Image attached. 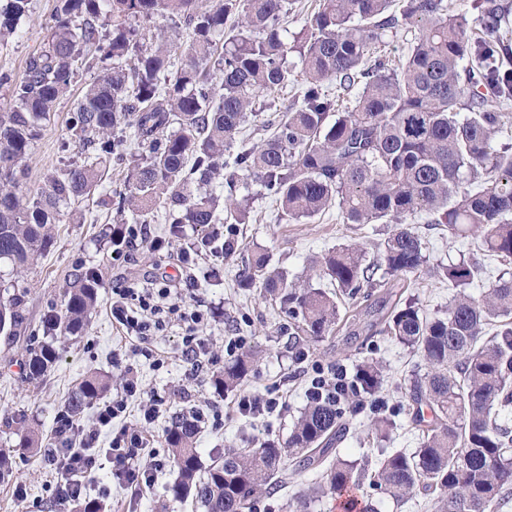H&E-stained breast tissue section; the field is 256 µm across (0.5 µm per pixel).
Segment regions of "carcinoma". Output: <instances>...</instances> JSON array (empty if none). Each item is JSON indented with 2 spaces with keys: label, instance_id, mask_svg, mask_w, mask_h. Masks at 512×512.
I'll return each mask as SVG.
<instances>
[{
  "label": "carcinoma",
  "instance_id": "cac0c4a2",
  "mask_svg": "<svg viewBox=\"0 0 512 512\" xmlns=\"http://www.w3.org/2000/svg\"><path fill=\"white\" fill-rule=\"evenodd\" d=\"M393 2L320 0L288 42L282 32L291 0H58L47 42L29 59L25 77L0 76L10 97L0 113V266L12 273L30 269L53 247L68 206L96 190L114 160L124 165V191L113 202L117 245L121 225L148 224L153 208L164 204L171 243L181 240V225L209 228L224 215V258H231L241 251L237 225L246 223L252 204L234 192L248 180L259 196L278 203L284 219L313 218L336 206L345 224L387 227L372 265L356 244L313 262L311 271L329 279L332 291L298 287L261 250L241 265L238 283L279 306L288 323L277 333L302 346L339 329V304L363 299L344 322L346 335L369 339L383 324L427 365L409 387L414 422L422 427L419 448H382L375 460L361 462L337 452L346 410L383 385L382 363L365 360L354 372V394L307 402L286 441L229 446L207 466L196 448V417H176L165 436L174 501L191 498L203 512H256L262 498L287 488L290 469L317 477L284 499L285 512H310L366 479L380 498L349 499L358 512H382L381 503L398 506L418 493L435 501L436 512H491L512 492V429L498 422L512 405V275L476 298L466 288L483 280L481 261L432 265L422 236L405 223L423 212L448 236H475L512 261V143L495 145L505 125L499 99L512 89L503 88L508 71L498 57L506 9L501 0H475L478 15L471 17L450 0H406L397 14ZM29 3H0V44L17 34ZM156 16L182 21L187 40L152 31ZM235 16L240 23L227 26ZM402 21L417 34L396 65L381 46L384 32ZM90 69L97 76L74 102L68 125L84 155L35 193L24 192L34 141L56 102ZM332 80L342 93L327 91ZM294 83L300 88L293 104L278 109L279 93ZM247 125L270 135L231 153ZM219 179L228 194L211 188ZM424 269L456 289L441 316L397 301L408 278ZM100 278V269H86L64 290L62 308L43 316L50 340L26 350L24 382L36 386L51 371L60 358L57 340L88 330ZM24 296L3 289L0 335L20 333ZM261 358L240 349L212 377L214 393L235 391ZM111 388V378L88 374L65 412L79 419ZM5 426L20 434V447H46L25 415ZM12 478L11 450L1 448L0 486Z\"/></svg>",
  "mask_w": 512,
  "mask_h": 512
}]
</instances>
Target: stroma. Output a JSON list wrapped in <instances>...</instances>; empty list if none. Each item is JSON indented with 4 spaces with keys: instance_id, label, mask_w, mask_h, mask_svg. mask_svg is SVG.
Listing matches in <instances>:
<instances>
[{
    "instance_id": "stroma-1",
    "label": "stroma",
    "mask_w": 512,
    "mask_h": 512,
    "mask_svg": "<svg viewBox=\"0 0 512 512\" xmlns=\"http://www.w3.org/2000/svg\"><path fill=\"white\" fill-rule=\"evenodd\" d=\"M56 5L57 0H30L29 11L21 19L17 35L7 44H0V75L7 74L16 80L24 76L30 57L46 41V25ZM94 78V72L80 73L70 93L57 101L49 125L34 142L27 159L28 191H36L48 175L62 168L66 154L61 144L69 138L70 110ZM122 187V167L110 165L107 177L94 194L72 204L71 223L58 226L54 247L18 282L27 291L23 333L10 338L0 335V419L14 413L25 414L38 424L44 436H54L56 417L68 394L92 371L111 375L112 391L117 394L121 391L122 366L133 364L142 392L166 397V410L158 420L142 423L135 409L124 419L127 426L146 428L150 446L143 452L140 463L152 470V483L146 491L138 493L120 486L109 470H101L93 488L108 493L102 512H158L162 502H169L168 488L176 474L165 463V435L175 415L203 413L196 446L206 464L230 445L242 447L269 439L286 440L295 418L307 403V380L316 364L330 370L341 366L352 370L359 362L373 358L385 366L381 389L356 410L346 413L347 432L337 445L340 455L359 460L380 448L408 451L417 448L420 436L410 423L407 391L410 380L425 372L424 362L417 353L384 334H375L368 342L360 343L347 341L339 333L310 348L307 357H300L290 336L274 332L275 326L286 322V315L266 301L258 290L244 291L236 284L242 262L249 258L251 248L258 245L267 249L272 266L287 271L290 280L322 287V280L309 276L310 259L351 244L365 245L369 256H376V245L385 237L383 225L343 223L335 208L310 224L287 222L281 220L271 200L255 199L248 223L239 227L241 252L223 261L200 260L194 270L191 288L198 302L208 307L218 304L224 307L223 319L202 329L208 339L211 364L192 371L181 356L184 327L173 322L146 343L147 348L165 357L164 365L157 367L144 356L132 355L125 347L110 312L112 291L128 286L159 287L162 272L175 267L178 249L168 246L155 251L140 244L124 250L121 259H113L112 198L114 191ZM411 222L428 247L431 263L468 254L471 248L470 240L450 239L426 224L424 215L412 217ZM89 267L105 271L91 326L83 336L63 343L58 364L40 387H29L22 378L21 354L26 346L45 341L43 314L60 308L66 285L75 273ZM215 268L220 271L216 279L210 276ZM452 295L447 282L424 274L406 284L402 299L435 316L447 310ZM232 339L262 349L264 356L239 391L219 397L213 393L211 379L228 362L225 347ZM268 389L283 394L282 408L259 418L239 412L237 403L241 395ZM379 413L394 414L396 426L387 437L377 440L367 437L364 426L371 416ZM18 443V436L0 426V446L15 450V477L10 485L0 486V512H59L52 498L54 472L42 457L31 456ZM169 504V512H196L188 501Z\"/></svg>"
}]
</instances>
